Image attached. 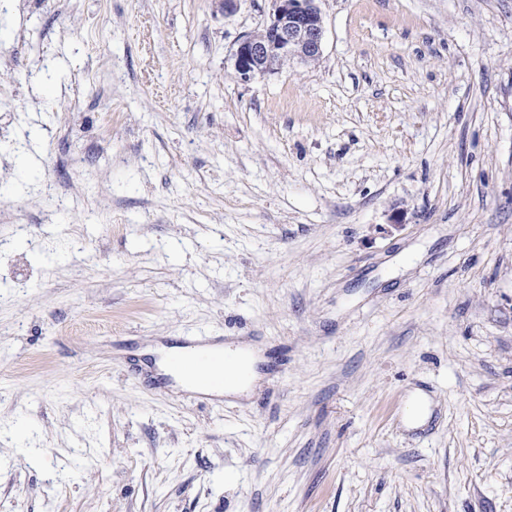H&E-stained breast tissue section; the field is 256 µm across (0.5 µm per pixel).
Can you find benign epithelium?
I'll list each match as a JSON object with an SVG mask.
<instances>
[{
  "label": "benign epithelium",
  "mask_w": 512,
  "mask_h": 512,
  "mask_svg": "<svg viewBox=\"0 0 512 512\" xmlns=\"http://www.w3.org/2000/svg\"><path fill=\"white\" fill-rule=\"evenodd\" d=\"M320 0H271L270 20L240 37L234 51V71L242 82L274 73L276 60L320 58L325 26Z\"/></svg>",
  "instance_id": "7a95c632"
}]
</instances>
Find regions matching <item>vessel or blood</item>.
Here are the masks:
<instances>
[{"mask_svg":"<svg viewBox=\"0 0 512 512\" xmlns=\"http://www.w3.org/2000/svg\"><path fill=\"white\" fill-rule=\"evenodd\" d=\"M189 344L196 350V357L170 354L167 358L169 367L174 373L197 381V388L186 391L192 401L216 402L225 383L238 377L242 356L225 351L221 339L213 336L193 338Z\"/></svg>","mask_w":512,"mask_h":512,"instance_id":"obj_1","label":"vessel or blood"}]
</instances>
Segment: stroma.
<instances>
[{"instance_id": "obj_1", "label": "stroma", "mask_w": 512, "mask_h": 512, "mask_svg": "<svg viewBox=\"0 0 512 512\" xmlns=\"http://www.w3.org/2000/svg\"><path fill=\"white\" fill-rule=\"evenodd\" d=\"M271 8L0 0V512H512V0L241 82ZM201 335L249 396L152 377Z\"/></svg>"}]
</instances>
